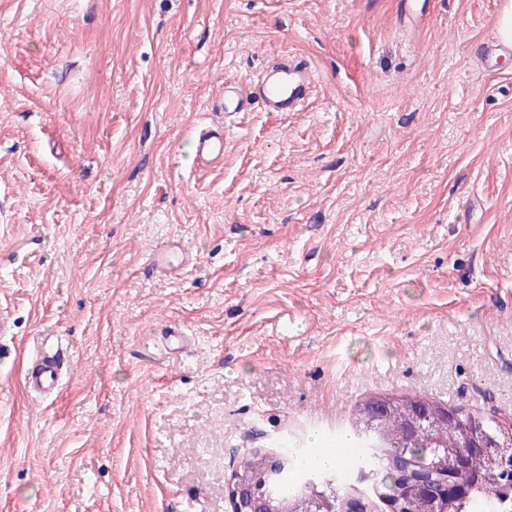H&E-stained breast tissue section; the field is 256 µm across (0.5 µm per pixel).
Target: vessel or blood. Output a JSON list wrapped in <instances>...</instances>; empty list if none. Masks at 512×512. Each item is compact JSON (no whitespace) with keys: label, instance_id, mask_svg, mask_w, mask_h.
<instances>
[{"label":"vessel or blood","instance_id":"obj_1","mask_svg":"<svg viewBox=\"0 0 512 512\" xmlns=\"http://www.w3.org/2000/svg\"><path fill=\"white\" fill-rule=\"evenodd\" d=\"M315 78L309 62L289 55L266 66L256 78L225 84L223 94L210 103L209 109L232 115L250 111L257 104L267 112H294L307 101ZM193 153L199 163L223 160V132L210 125L202 127L194 136ZM191 261L189 252L173 246L154 252L150 266L157 274L168 276L181 272ZM64 360L60 349L41 353L37 365L26 376L27 387L52 397L58 389Z\"/></svg>","mask_w":512,"mask_h":512}]
</instances>
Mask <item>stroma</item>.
I'll return each instance as SVG.
<instances>
[{
    "instance_id": "1",
    "label": "stroma",
    "mask_w": 512,
    "mask_h": 512,
    "mask_svg": "<svg viewBox=\"0 0 512 512\" xmlns=\"http://www.w3.org/2000/svg\"><path fill=\"white\" fill-rule=\"evenodd\" d=\"M404 2L0 0V512H230L242 455L375 395L512 423L506 0ZM287 53L303 109L212 115ZM215 130L212 125L202 127L194 136L195 162L213 163L224 160V130ZM192 261L191 255L184 249L177 246L165 250H158L153 253L150 267L157 274L168 276L180 273ZM39 361L26 376V386L44 397H52L58 389L65 354L62 348L45 351L36 357Z\"/></svg>"
}]
</instances>
